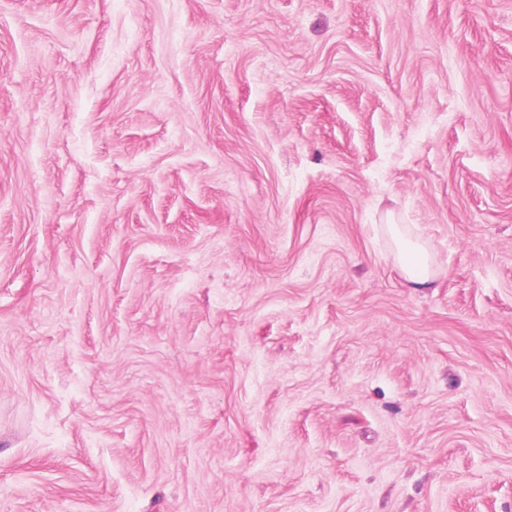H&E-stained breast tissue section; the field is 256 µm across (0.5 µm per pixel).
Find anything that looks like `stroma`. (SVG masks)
I'll return each instance as SVG.
<instances>
[{"instance_id": "1", "label": "stroma", "mask_w": 512, "mask_h": 512, "mask_svg": "<svg viewBox=\"0 0 512 512\" xmlns=\"http://www.w3.org/2000/svg\"><path fill=\"white\" fill-rule=\"evenodd\" d=\"M0 512H512V0H0ZM386 226L395 245L397 262L412 287H432L435 259L429 247L408 238L400 224Z\"/></svg>"}]
</instances>
